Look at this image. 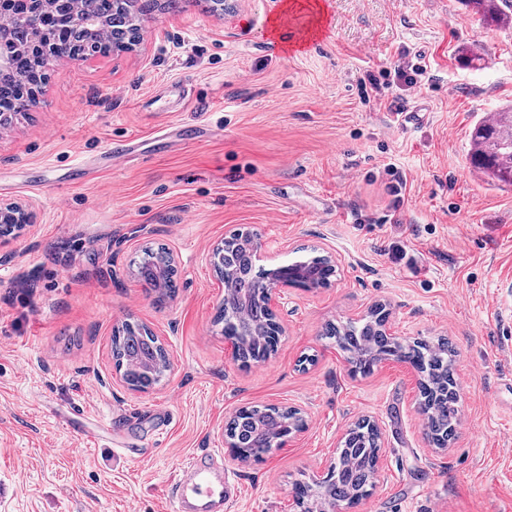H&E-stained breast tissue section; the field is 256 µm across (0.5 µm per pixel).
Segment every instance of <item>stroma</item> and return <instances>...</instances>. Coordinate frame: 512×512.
<instances>
[{"label":"stroma","mask_w":512,"mask_h":512,"mask_svg":"<svg viewBox=\"0 0 512 512\" xmlns=\"http://www.w3.org/2000/svg\"><path fill=\"white\" fill-rule=\"evenodd\" d=\"M286 2L236 0L219 16L180 0L143 18L132 49L55 61L33 106L0 127V203L32 217L0 241V512H174L171 487L200 449L241 487L224 512H299L294 483L325 477L364 417L381 432L379 477L352 512H512V187L468 160L475 122L512 106V25L467 0H320L321 31L295 52L271 33ZM403 51L429 75L402 94L423 114L407 125L360 88ZM171 121L209 135L152 139ZM132 135L130 157L98 167ZM243 228L259 265L305 247L337 267L331 287L285 293L277 352L247 368L214 322L224 285L212 264ZM147 245L175 260L178 290L161 306L132 266ZM378 303L394 337L445 336L460 353L447 448L428 441L409 364L363 375L323 336ZM126 321L170 354L147 392L112 360ZM254 405L306 420L259 464L232 459L224 435ZM156 408L171 415L160 430ZM76 409L90 430L111 426V447L65 424Z\"/></svg>","instance_id":"1"}]
</instances>
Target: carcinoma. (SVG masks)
Here are the masks:
<instances>
[{"mask_svg": "<svg viewBox=\"0 0 512 512\" xmlns=\"http://www.w3.org/2000/svg\"><path fill=\"white\" fill-rule=\"evenodd\" d=\"M157 0H7L4 7L15 18L7 37L11 69L0 75V113L22 112L30 98L23 85L38 82L45 75L39 68L31 45L37 35L48 36L56 53L75 51L107 54L114 38L139 33L141 17L154 11ZM484 18L498 25L512 23V0H468ZM84 10L93 22L106 29L97 37L85 38L68 30L67 12ZM35 14L40 30L22 19ZM470 162L496 185L512 186V108L497 112L492 120L477 122L472 130ZM253 233L241 232L224 241L216 255L215 268L224 282V306L217 317L222 332L236 338L241 347L238 361L248 367L266 360L277 348L281 329L272 321L265 305L267 289L288 270L299 274L306 288H328L335 268L326 257L316 256L281 266L261 277L255 274ZM170 255L163 247H147L137 263V277L154 288L160 299L171 297L177 288ZM387 313L383 306L371 309L365 318L345 326L329 324L325 336L349 354L355 371L368 373L379 362L394 359L411 364L420 374L419 410L425 418L427 435L437 448L448 447L459 416V392L455 378L458 352L446 339L437 342L402 343L383 330ZM112 358L125 382L134 390L147 391L158 385L169 370L167 351L146 326L124 323L112 334ZM301 412L296 408L250 406L230 420L225 435L232 450L244 459L260 460L276 439L290 431L302 430ZM380 435L361 420L348 431L339 449L336 465L314 484L298 483L294 496L305 512H324L328 506L349 508L368 495L367 475L378 463Z\"/></svg>", "mask_w": 512, "mask_h": 512, "instance_id": "1", "label": "carcinoma"}]
</instances>
